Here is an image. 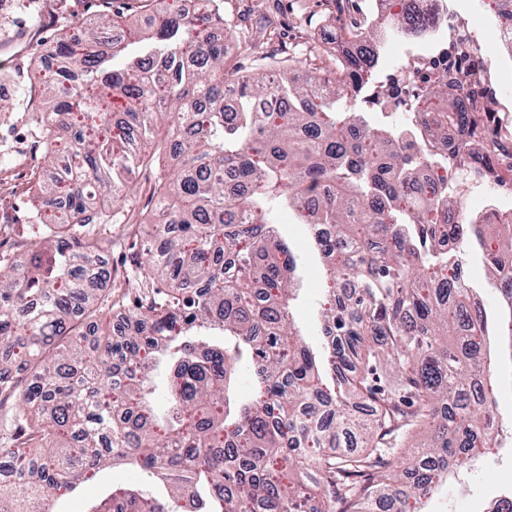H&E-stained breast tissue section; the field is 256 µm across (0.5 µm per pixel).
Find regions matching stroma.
<instances>
[{"mask_svg":"<svg viewBox=\"0 0 512 512\" xmlns=\"http://www.w3.org/2000/svg\"><path fill=\"white\" fill-rule=\"evenodd\" d=\"M379 0H224V13L236 23L235 37L226 39L227 61L243 75L261 73V61L239 47L241 35L253 34L263 40L267 30L277 37L265 42L266 51L288 53L296 69L320 73L335 71L343 57V42L350 30L373 19ZM121 15L132 27L147 26L151 18L141 0H7L0 5V38L13 35L17 24H26L32 34L25 45L0 49V86L8 88L0 108V226L27 223L34 183L50 184L64 177L66 158L48 163L43 134L34 112L44 102L43 80L51 72L41 54L43 44L67 38L84 41L88 28L100 16ZM491 16L488 0H448L449 21L462 20L476 32L483 56L498 64L497 43L488 27ZM156 169L141 171L135 194L116 202L122 214L118 224H107L111 238L104 254L115 278L111 313H97L98 324L109 316H120L123 306L132 302L134 280L140 262L147 256L141 240L144 224L157 215L152 199ZM278 231L288 242L300 263L303 289L292 311L304 328V340L319 359H326L324 336L318 331L319 301L327 266L312 247L307 229L293 223L290 215L280 214ZM512 463V447L503 446L495 460L470 477V489L457 493L454 484H445L430 499L410 500L408 512H483L487 501L501 483L499 469ZM130 470L123 465L101 470L94 482L78 487L71 495L52 501L48 512H88L109 489L129 480Z\"/></svg>","mask_w":512,"mask_h":512,"instance_id":"35a3bbf8","label":"stroma"}]
</instances>
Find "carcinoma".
I'll return each instance as SVG.
<instances>
[{"label": "carcinoma", "instance_id": "1", "mask_svg": "<svg viewBox=\"0 0 512 512\" xmlns=\"http://www.w3.org/2000/svg\"><path fill=\"white\" fill-rule=\"evenodd\" d=\"M153 22L138 46L44 45L56 85L37 113L48 158L70 154L54 186L38 185L30 223L44 231L23 270L0 252V512H45L100 469L124 461L165 482L166 500L135 483L91 512H376L388 491L424 494L455 467L497 447L490 336L512 361V214L468 218L448 158L416 168L411 138L440 144L456 131L466 178L496 183L494 154L512 125L460 106L469 72L430 80L417 96L420 129L398 120L392 86L375 73L388 41L421 37L417 0H387V14L351 31L334 76L288 68L271 81L231 79L224 104L221 0L187 17L178 0H144ZM366 112H338L336 100ZM168 128L180 157L153 193L166 214L144 228L140 288L130 328L71 335L74 314L112 306L101 234L105 203L128 196L148 165L142 145ZM295 211L330 261L321 332L333 388L300 340L290 302L296 260L274 211ZM479 246L500 296L490 324L456 257ZM222 330L213 344L202 330ZM453 336L439 343V329ZM166 359L167 409L153 404V367ZM30 373L22 382L13 370ZM395 369V382L386 378ZM255 395L230 394L238 374ZM428 443L410 444L421 433ZM413 448L408 461L400 449Z\"/></svg>", "mask_w": 512, "mask_h": 512}]
</instances>
